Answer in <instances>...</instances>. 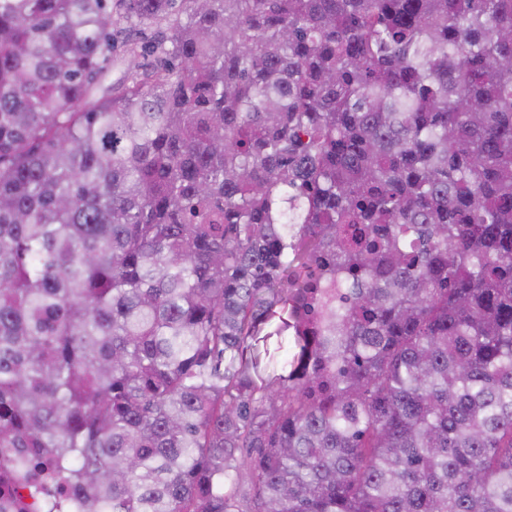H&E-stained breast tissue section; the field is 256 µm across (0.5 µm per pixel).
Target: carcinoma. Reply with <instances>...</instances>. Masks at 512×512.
<instances>
[{"mask_svg": "<svg viewBox=\"0 0 512 512\" xmlns=\"http://www.w3.org/2000/svg\"><path fill=\"white\" fill-rule=\"evenodd\" d=\"M29 509L512 512V0H0ZM124 43H121V40L117 44V47L112 53V60L107 65L109 72V80H112V83H116L119 78L122 76L124 70L127 68L128 64L132 61L136 65H149L152 62V57L147 55L146 53H142L140 55V49L137 48L136 56H130L126 53L127 46H124Z\"/></svg>", "mask_w": 512, "mask_h": 512, "instance_id": "cac0c4a2", "label": "carcinoma"}]
</instances>
